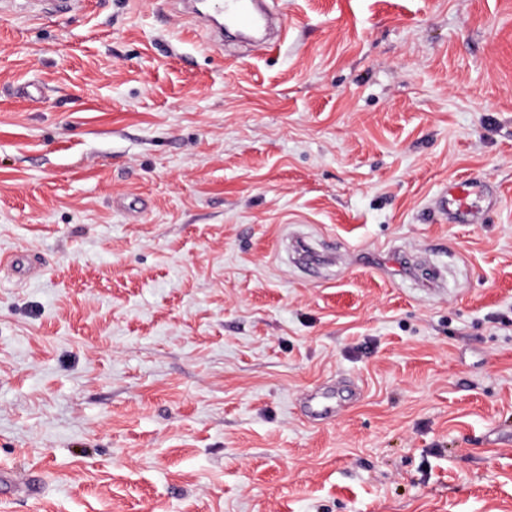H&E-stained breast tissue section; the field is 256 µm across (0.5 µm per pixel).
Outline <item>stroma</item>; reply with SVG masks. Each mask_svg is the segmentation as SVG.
<instances>
[{
	"instance_id": "1",
	"label": "stroma",
	"mask_w": 512,
	"mask_h": 512,
	"mask_svg": "<svg viewBox=\"0 0 512 512\" xmlns=\"http://www.w3.org/2000/svg\"><path fill=\"white\" fill-rule=\"evenodd\" d=\"M274 6L0 14V512H512V0ZM252 0H209L208 9L200 13L195 11L198 20L202 23L209 21L211 16L224 14V20L227 23L238 27H254L258 23V18L254 15ZM476 187L473 182H453L448 184V189L443 190L439 197V210L448 217V222L474 220V196L478 194Z\"/></svg>"
}]
</instances>
